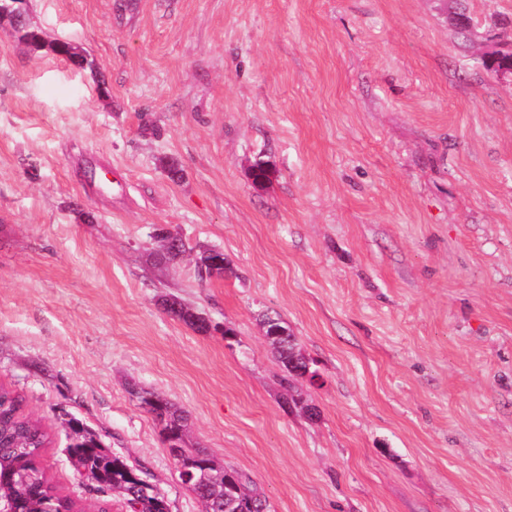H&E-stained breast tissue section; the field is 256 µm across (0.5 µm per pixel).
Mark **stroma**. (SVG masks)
I'll use <instances>...</instances> for the list:
<instances>
[{
    "label": "stroma",
    "mask_w": 512,
    "mask_h": 512,
    "mask_svg": "<svg viewBox=\"0 0 512 512\" xmlns=\"http://www.w3.org/2000/svg\"><path fill=\"white\" fill-rule=\"evenodd\" d=\"M506 19L512 0H30L83 71L0 26V386L63 493L97 501L74 416L168 512H202L135 385L272 512H512V81L481 60ZM279 327L284 331L275 326L274 328H269V326H267L269 333L265 334V336H267L268 339L276 338L277 336H286L288 328L283 326L280 321ZM288 336L291 337V334L288 333ZM288 336L285 338H278L277 340H270V343L277 350L280 361L288 375L292 377H300L299 371L304 369L306 365L300 358L295 357L293 348L295 345L297 346V343H295L294 346L288 345ZM139 398L141 399L140 402L154 417L157 411H161V415H166V424L162 430L166 441L170 443L174 439H179L184 443L181 437L187 427L188 415L186 412L159 394L142 391Z\"/></svg>",
    "instance_id": "35a3bbf8"
}]
</instances>
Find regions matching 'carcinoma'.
Returning <instances> with one entry per match:
<instances>
[{"instance_id": "1", "label": "carcinoma", "mask_w": 512, "mask_h": 512, "mask_svg": "<svg viewBox=\"0 0 512 512\" xmlns=\"http://www.w3.org/2000/svg\"><path fill=\"white\" fill-rule=\"evenodd\" d=\"M158 236L173 245V250L159 255L160 262L178 265L184 256L181 240L163 230ZM271 344L288 375L299 376L305 362L295 357L288 338L274 339ZM139 398L150 413L159 411L166 415L163 433L167 441L182 437L188 421L184 410L152 392L144 391ZM68 425L74 431L68 445L69 454L79 457L92 478L112 485V492L122 497L130 512H167L166 502L159 493L143 494L141 470L130 466L123 457L106 452L98 437L78 419H70ZM47 443L40 422L23 412V398L0 386V512L23 510L31 503L53 512L81 509L74 500L61 494L39 467L38 460ZM183 453L195 472L203 471L211 457L200 448H185ZM190 488L201 501L203 512H271L264 493L249 477L234 469H225L215 486L192 484Z\"/></svg>"}]
</instances>
